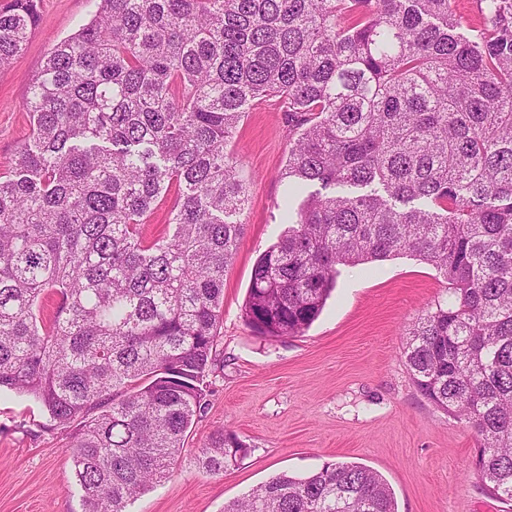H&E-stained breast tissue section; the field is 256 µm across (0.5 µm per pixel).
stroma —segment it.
<instances>
[{
    "label": "stroma",
    "mask_w": 512,
    "mask_h": 512,
    "mask_svg": "<svg viewBox=\"0 0 512 512\" xmlns=\"http://www.w3.org/2000/svg\"><path fill=\"white\" fill-rule=\"evenodd\" d=\"M25 50L0 67V174H10L30 133L23 105L59 40L97 9L96 0H41ZM232 149L250 180L244 231L224 274L218 351L222 369L206 378L205 409L170 478L128 512H224L226 502L286 472L304 477L324 463L358 462L380 473L398 512H512L482 493L465 424L428 402L401 355L407 331L446 284L410 255L341 267L321 315L303 334L255 335L243 316L257 256L283 232L278 204L288 133L278 100L252 106ZM78 422L55 425L32 397L0 393V512H83L67 452ZM234 431L250 451L219 475L190 461L216 430Z\"/></svg>",
    "instance_id": "35a3bbf8"
}]
</instances>
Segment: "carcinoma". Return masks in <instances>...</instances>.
I'll return each instance as SVG.
<instances>
[{
	"label": "carcinoma",
	"instance_id": "carcinoma-1",
	"mask_svg": "<svg viewBox=\"0 0 512 512\" xmlns=\"http://www.w3.org/2000/svg\"><path fill=\"white\" fill-rule=\"evenodd\" d=\"M39 0L0 9V66ZM99 0L56 43L0 176V391L61 425L83 512L181 466L217 362L224 271L250 182L228 146L254 102L283 104L287 229L256 259L251 328L295 336L338 266L412 254L448 285L402 357L417 390L474 430L483 493L512 501V0ZM471 36L462 33L463 28ZM177 192L170 233L141 226ZM54 300L52 318L41 315ZM250 450L215 431L222 474ZM397 512L368 467L281 473L224 512Z\"/></svg>",
	"mask_w": 512,
	"mask_h": 512
}]
</instances>
